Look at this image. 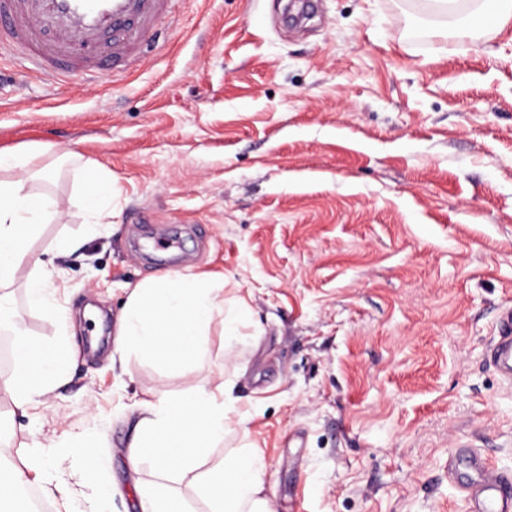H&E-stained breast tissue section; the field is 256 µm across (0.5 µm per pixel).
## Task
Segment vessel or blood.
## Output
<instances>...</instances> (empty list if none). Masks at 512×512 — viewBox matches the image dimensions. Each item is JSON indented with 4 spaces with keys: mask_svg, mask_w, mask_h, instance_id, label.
Wrapping results in <instances>:
<instances>
[{
    "mask_svg": "<svg viewBox=\"0 0 512 512\" xmlns=\"http://www.w3.org/2000/svg\"><path fill=\"white\" fill-rule=\"evenodd\" d=\"M173 0H0V47L25 52L49 77L80 75L96 80L104 64L141 66L142 48ZM489 365L512 384V306L502 307L487 353ZM470 471L458 490L467 512H512V475L490 466L486 457L458 445L449 468Z\"/></svg>",
    "mask_w": 512,
    "mask_h": 512,
    "instance_id": "1",
    "label": "vessel or blood"
}]
</instances>
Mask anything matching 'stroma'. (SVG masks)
I'll return each instance as SVG.
<instances>
[{
  "label": "stroma",
  "mask_w": 512,
  "mask_h": 512,
  "mask_svg": "<svg viewBox=\"0 0 512 512\" xmlns=\"http://www.w3.org/2000/svg\"><path fill=\"white\" fill-rule=\"evenodd\" d=\"M284 3L176 0L144 64L98 82L0 56V148L52 144L32 188L67 212L31 246L58 315L20 279L11 307L76 352L27 415L0 388V449L95 435L112 512H144L140 404L230 380L276 512H466L457 444L512 474V386L486 363L512 305V22L443 41L431 0H317L297 28ZM69 152L117 181L111 226ZM214 272L250 306L239 339L214 328L179 372L116 356L134 285Z\"/></svg>",
  "instance_id": "35a3bbf8"
}]
</instances>
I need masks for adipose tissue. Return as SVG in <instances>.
<instances>
[{
  "mask_svg": "<svg viewBox=\"0 0 512 512\" xmlns=\"http://www.w3.org/2000/svg\"><path fill=\"white\" fill-rule=\"evenodd\" d=\"M47 145L27 149L0 148V320L9 319L13 336V371L0 382L11 395L16 412L26 413L66 372L68 351L53 348L29 335L10 312L8 290L19 274H26L30 303L52 313L47 274L25 271L31 240L43 225L61 220L59 203L34 192L36 157ZM250 307L244 298L226 302L224 276L174 274L135 285L120 316L122 348L163 359L179 368L202 360L214 327L232 336L249 324ZM233 382L212 390L195 389L158 403L143 404L129 445L132 461H150L154 480L142 483L139 492L149 512H187L178 483H194L209 505V512H275L264 495L266 463L253 442L242 443L224 461L209 464L211 448L245 421L234 408ZM84 451L81 465L65 468L63 458L44 451L29 453L23 465L0 462V512H31L24 488L31 477L46 484L49 494L69 495L72 485L99 489L101 462L94 442L75 440Z\"/></svg>",
  "mask_w": 512,
  "mask_h": 512,
  "instance_id": "1",
  "label": "adipose tissue"
}]
</instances>
